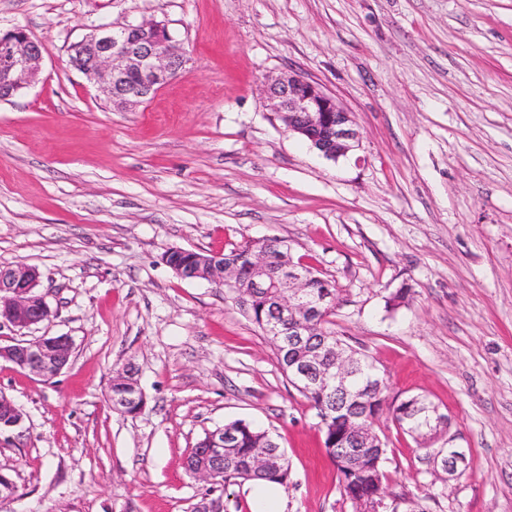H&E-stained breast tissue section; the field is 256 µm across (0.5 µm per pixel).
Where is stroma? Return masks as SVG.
<instances>
[{"label": "stroma", "instance_id": "obj_1", "mask_svg": "<svg viewBox=\"0 0 512 512\" xmlns=\"http://www.w3.org/2000/svg\"><path fill=\"white\" fill-rule=\"evenodd\" d=\"M149 18L190 61L112 109L69 48ZM16 27L43 61L0 101V266H37L54 311L19 339L67 335L75 351L48 381L0 361L28 427L0 445L18 488L0 512H189L207 485L186 457L236 419L287 453L286 512H353L266 337L161 261L262 237L335 283L331 327L389 397L450 421L420 445L381 419L388 496L512 512V0H0V31ZM288 71L351 113L356 150L330 160L288 132L263 93ZM130 362L134 416L109 400ZM447 445L467 455L456 479L434 458Z\"/></svg>", "mask_w": 512, "mask_h": 512}]
</instances>
